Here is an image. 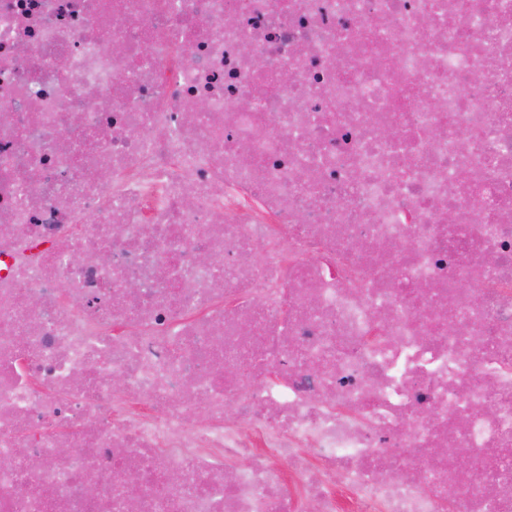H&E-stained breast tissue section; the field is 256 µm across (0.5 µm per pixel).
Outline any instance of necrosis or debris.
<instances>
[{"mask_svg":"<svg viewBox=\"0 0 512 512\" xmlns=\"http://www.w3.org/2000/svg\"><path fill=\"white\" fill-rule=\"evenodd\" d=\"M132 476L512 512V0H0V512Z\"/></svg>","mask_w":512,"mask_h":512,"instance_id":"1","label":"necrosis or debris"}]
</instances>
